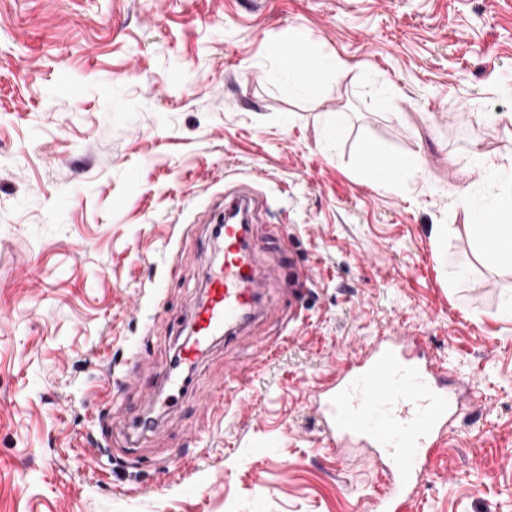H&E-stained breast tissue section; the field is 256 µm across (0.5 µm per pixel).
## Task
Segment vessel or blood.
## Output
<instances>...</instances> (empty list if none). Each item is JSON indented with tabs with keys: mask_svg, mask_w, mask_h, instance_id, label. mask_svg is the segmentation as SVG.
Listing matches in <instances>:
<instances>
[{
	"mask_svg": "<svg viewBox=\"0 0 512 512\" xmlns=\"http://www.w3.org/2000/svg\"><path fill=\"white\" fill-rule=\"evenodd\" d=\"M250 233L247 224H228L221 232L223 258L206 278L204 296L192 316L191 338L178 353L180 364L195 365L213 342L239 334L256 318L262 290L280 279L279 269L258 264ZM250 381L248 369L231 368L223 390L205 396L202 408L224 414L235 404L236 391ZM311 402L337 453L364 448L386 459L375 512H404L462 409L458 392L441 383L424 341L410 335L369 345L315 390Z\"/></svg>",
	"mask_w": 512,
	"mask_h": 512,
	"instance_id": "obj_1",
	"label": "vessel or blood"
}]
</instances>
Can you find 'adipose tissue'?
<instances>
[{"label": "adipose tissue", "mask_w": 512, "mask_h": 512, "mask_svg": "<svg viewBox=\"0 0 512 512\" xmlns=\"http://www.w3.org/2000/svg\"><path fill=\"white\" fill-rule=\"evenodd\" d=\"M283 43L281 60L291 94L310 93L327 75L340 72L344 66L340 58L324 53L315 43L298 45L289 35ZM459 204L468 213L471 233L486 255L499 258L512 254V196L479 202L464 191Z\"/></svg>", "instance_id": "1"}]
</instances>
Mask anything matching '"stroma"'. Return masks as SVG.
<instances>
[{
	"label": "stroma",
	"instance_id": "stroma-1",
	"mask_svg": "<svg viewBox=\"0 0 512 512\" xmlns=\"http://www.w3.org/2000/svg\"><path fill=\"white\" fill-rule=\"evenodd\" d=\"M287 30L345 68L289 95ZM366 139L421 170L366 181ZM509 148L512 0H0V512H369L380 460L337 455L310 395L403 331L470 385L406 512H512V263L457 203L512 193L471 162ZM239 186L267 201L260 261L304 292H262L131 437ZM232 363L240 406L204 415Z\"/></svg>",
	"mask_w": 512,
	"mask_h": 512
}]
</instances>
